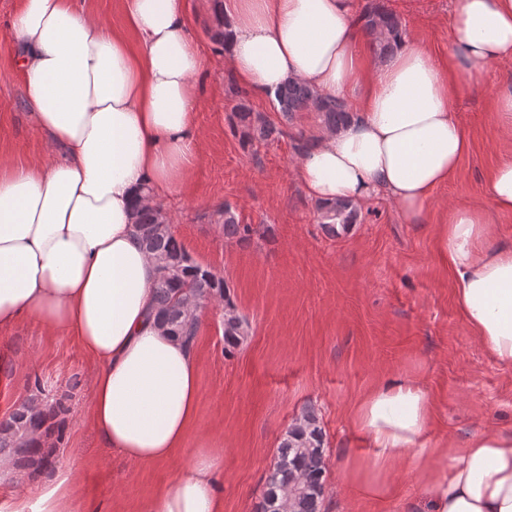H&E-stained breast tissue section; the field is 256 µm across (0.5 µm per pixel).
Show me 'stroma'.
<instances>
[{
  "label": "stroma",
  "instance_id": "1",
  "mask_svg": "<svg viewBox=\"0 0 512 512\" xmlns=\"http://www.w3.org/2000/svg\"><path fill=\"white\" fill-rule=\"evenodd\" d=\"M416 44L447 56L454 38L448 0H383ZM20 0H0V154L21 165L46 149L16 69L10 22ZM191 36L208 67L197 78L202 147L163 211L192 258L231 285L250 327L224 354V311L204 307L196 340L200 400L184 448L166 463L137 466L103 448L93 432L95 365L77 343L45 324L0 329V420L34 398L67 396L71 413L55 468L77 473L73 512H137L189 463L201 440L222 442L224 512H254L278 443L305 407L325 433L322 512H411L414 472L401 466L390 492L369 497L345 478L346 455H370L351 423L357 398L378 379L404 375L434 398L430 441L464 443L482 430H512V369L495 364L466 324L456 282L439 248L449 205H485L483 183L512 153L488 90L460 79L459 120L471 141L456 174L438 187L421 223H406L386 200L356 205L352 226L331 237L319 203L300 184L297 139L322 129L317 113L284 122L274 98L239 86L211 37L214 0H185ZM285 130L242 147L228 117L239 103ZM252 225L251 240L224 237L225 209ZM42 390H35L34 381Z\"/></svg>",
  "mask_w": 512,
  "mask_h": 512
}]
</instances>
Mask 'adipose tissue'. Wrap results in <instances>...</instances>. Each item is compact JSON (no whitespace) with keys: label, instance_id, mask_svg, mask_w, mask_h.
<instances>
[{"label":"adipose tissue","instance_id":"obj_1","mask_svg":"<svg viewBox=\"0 0 512 512\" xmlns=\"http://www.w3.org/2000/svg\"><path fill=\"white\" fill-rule=\"evenodd\" d=\"M452 3L447 62L404 39L372 63L357 0H219L225 54L255 95L296 80L356 102L350 123L322 131L297 169L311 198L382 196L419 223L470 150L456 110L465 74L490 86L500 133L512 138V78L502 73L512 65V0ZM124 13L137 46L74 0H21L11 19L34 119L63 153L21 166L0 156V328L27 319L73 335L96 366L90 402L101 445L151 466L184 444L199 371L193 343L155 317L159 262L137 244L133 211L187 175L204 60L183 0H124ZM484 195L485 208L449 206L439 243L466 323L493 362L512 367V244L490 242L492 213H512V155ZM435 417L415 380L377 381L353 412L372 454L346 460L348 482L381 497L408 464L430 512H512V431L432 444ZM221 477L220 455L202 444L138 512H224ZM1 482L16 491L0 512H71V471L31 480L1 455Z\"/></svg>","mask_w":512,"mask_h":512}]
</instances>
